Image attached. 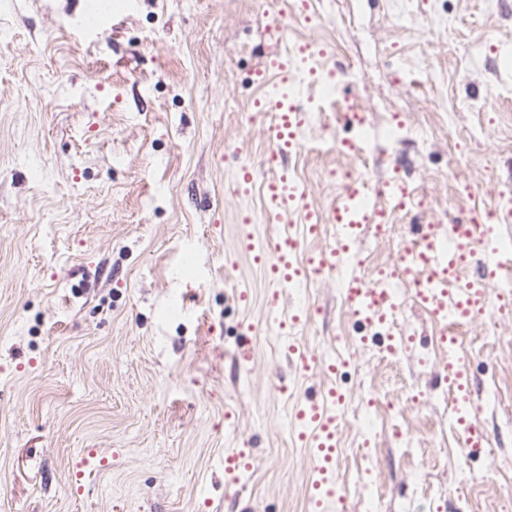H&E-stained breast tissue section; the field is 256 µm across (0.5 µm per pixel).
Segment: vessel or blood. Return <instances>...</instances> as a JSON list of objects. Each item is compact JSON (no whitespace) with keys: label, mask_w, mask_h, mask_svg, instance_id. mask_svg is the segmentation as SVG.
Returning <instances> with one entry per match:
<instances>
[{"label":"vessel or blood","mask_w":512,"mask_h":512,"mask_svg":"<svg viewBox=\"0 0 512 512\" xmlns=\"http://www.w3.org/2000/svg\"><path fill=\"white\" fill-rule=\"evenodd\" d=\"M310 55V46L300 45L295 50L268 56L265 68L287 82L295 62L307 60ZM263 108L275 114L267 137L269 161L277 166L298 146L302 108L298 101L284 94L265 100ZM263 191L274 217L284 222L292 214L300 213L305 219L302 236L283 232L270 250L255 245L249 225L240 227L242 248L264 270L272 285L267 303L273 310L280 306L283 288L307 284L306 268L315 265L339 273L342 294L356 323L363 328L390 324L396 307L394 295L397 288L405 284L413 287L419 305L444 321L442 340L453 347L457 344V327L469 323L473 314L483 310L491 298L487 283L465 277L464 270L471 259L476 254H483L486 268L493 272L512 265V250L501 246L493 226L473 220L459 221L446 228L434 223L420 224L412 239L402 246L390 274L377 276L370 282L358 273L351 255L362 230L382 231L394 211L407 210L409 192L406 184L396 178L388 180L386 202L381 205L365 198L360 181H352L345 186L340 204L331 209L325 220L321 219L317 205L310 201L305 188L288 177L266 180ZM328 222L341 229V238L326 248L306 253V261H299L302 239L320 238ZM284 348L295 372L300 375L315 367L335 373L345 365L343 359L314 354L290 338L285 340ZM470 376V368L461 358L450 360L442 371V378L457 404L455 423L463 447L472 455L484 452L486 437L479 423L467 415ZM344 404V393L330 388L319 396L305 397L293 407L291 421L299 429L297 438L311 449L315 460L309 489L313 512H325L327 505L336 499L333 475ZM251 467L249 451L242 448L225 451L226 474Z\"/></svg>","instance_id":"obj_1"}]
</instances>
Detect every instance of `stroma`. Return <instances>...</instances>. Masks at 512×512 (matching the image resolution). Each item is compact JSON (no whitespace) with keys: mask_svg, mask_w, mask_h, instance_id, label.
<instances>
[{"mask_svg":"<svg viewBox=\"0 0 512 512\" xmlns=\"http://www.w3.org/2000/svg\"><path fill=\"white\" fill-rule=\"evenodd\" d=\"M91 0H0V512H308L314 459L289 420L305 394L349 396L336 488L364 512L345 470L364 469L380 512H503L512 501V313L462 327L472 407L487 450L465 457L437 398L448 354L413 289L384 357L385 329L360 330L336 275L286 289L279 311L264 271L238 248L251 218L271 247L302 214L271 218L272 173L257 72L266 55L309 43L369 108L396 106L408 138L371 173H401L411 213L392 234L364 232L362 272L392 265L412 224L479 217L512 197V0H109L99 30L76 21ZM287 14L283 41L270 16ZM300 147L283 170L321 211L343 190L327 170L355 166L336 143L355 130L298 66ZM249 162L257 180L236 190ZM248 302H240V292ZM306 311L300 344L345 339L339 374L298 378L281 321ZM248 339L249 360L237 359ZM394 404L366 440L360 381ZM420 393L411 401L409 392ZM249 448L251 471L224 474ZM108 468L80 470L88 451ZM252 457L244 448H231L224 452V473L233 475L236 472L249 470L252 467Z\"/></svg>","mask_w":512,"mask_h":512,"instance_id":"obj_1","label":"stroma"}]
</instances>
